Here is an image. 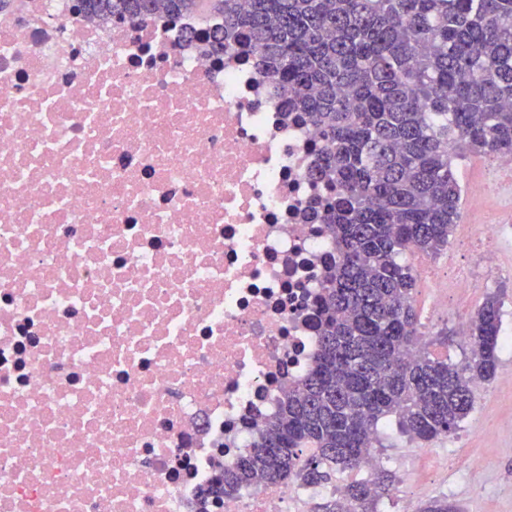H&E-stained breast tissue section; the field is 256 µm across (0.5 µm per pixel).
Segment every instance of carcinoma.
Listing matches in <instances>:
<instances>
[{
	"label": "carcinoma",
	"mask_w": 512,
	"mask_h": 512,
	"mask_svg": "<svg viewBox=\"0 0 512 512\" xmlns=\"http://www.w3.org/2000/svg\"><path fill=\"white\" fill-rule=\"evenodd\" d=\"M205 5L222 17L212 52L261 54L263 74L325 143L318 178L339 187L322 215L335 256L317 299L315 366L207 495L290 479L323 487L362 467L384 419L424 443L452 433L496 374L500 301L482 303L471 356L452 365L422 341L417 275L401 257L448 248L462 152L512 154V0H74L108 21ZM387 480L348 484L351 512H378Z\"/></svg>",
	"instance_id": "obj_1"
}]
</instances>
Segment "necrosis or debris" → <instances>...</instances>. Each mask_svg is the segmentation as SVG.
Wrapping results in <instances>:
<instances>
[{"label": "necrosis or debris", "instance_id": "obj_1", "mask_svg": "<svg viewBox=\"0 0 512 512\" xmlns=\"http://www.w3.org/2000/svg\"><path fill=\"white\" fill-rule=\"evenodd\" d=\"M206 23L0 12V512H200L313 368L324 142ZM512 208V156L486 187ZM511 223L479 224L455 306ZM212 512H308L291 481Z\"/></svg>", "mask_w": 512, "mask_h": 512}]
</instances>
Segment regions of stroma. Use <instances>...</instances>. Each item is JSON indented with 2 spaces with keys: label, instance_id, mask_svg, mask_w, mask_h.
<instances>
[{
  "label": "stroma",
  "instance_id": "1",
  "mask_svg": "<svg viewBox=\"0 0 512 512\" xmlns=\"http://www.w3.org/2000/svg\"><path fill=\"white\" fill-rule=\"evenodd\" d=\"M500 249L498 272L481 281L460 312L420 317L432 350L458 365L470 355L458 332V313L473 316L487 297H497L502 311L497 374L477 386L473 411L448 436L420 443L402 434L394 420L380 424V469L390 475L393 486L379 503V512H399L404 497L414 512L440 497L457 504L461 512H512V385L503 382L512 375V241H503ZM443 330L448 333L444 344L438 338ZM476 461L482 465V477L474 482L468 472Z\"/></svg>",
  "mask_w": 512,
  "mask_h": 512
}]
</instances>
